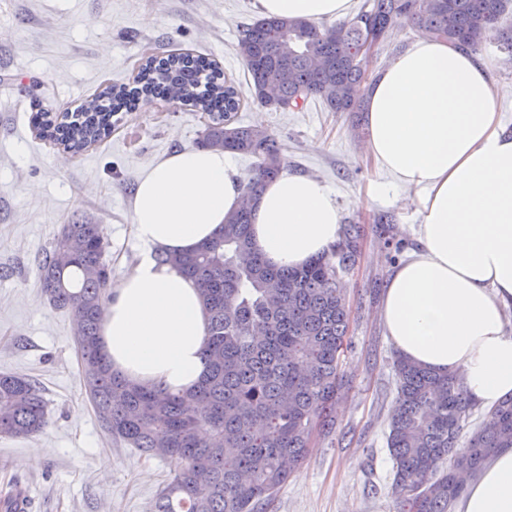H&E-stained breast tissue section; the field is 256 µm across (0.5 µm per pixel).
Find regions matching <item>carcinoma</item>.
Listing matches in <instances>:
<instances>
[{
  "label": "carcinoma",
  "instance_id": "cac0c4a2",
  "mask_svg": "<svg viewBox=\"0 0 512 512\" xmlns=\"http://www.w3.org/2000/svg\"><path fill=\"white\" fill-rule=\"evenodd\" d=\"M512 0H367L350 22L317 27L305 18L265 17L242 32L236 53L247 92L220 67L190 52L150 56L131 84H113L57 121L31 117L39 134L79 152L107 137L112 118L145 98L191 106L209 116L197 146L256 158L245 187L257 198L288 169L265 128L233 124L244 94L272 110L318 98L331 112H362L365 79L360 47L369 33L385 41L401 22L476 51ZM252 210L238 209L223 232L197 250L159 260L196 282L209 312L204 340L209 372L181 394L135 386L112 371L98 345L111 269L100 225L62 226L38 264L50 304L72 313L86 394L116 443L175 464L152 512H260L308 452L314 431L332 429L348 349V307L338 271L353 266L359 227L348 224L332 251L300 269H276L256 251ZM69 262L57 263L67 246ZM396 398L386 445L400 512H451L462 489L456 472L476 474L498 448H512V398L490 411L464 445L459 435L475 410L459 375L440 374L399 357ZM47 402L32 378L0 373V434L35 436L47 426Z\"/></svg>",
  "mask_w": 512,
  "mask_h": 512
}]
</instances>
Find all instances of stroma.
<instances>
[{
    "label": "stroma",
    "mask_w": 512,
    "mask_h": 512,
    "mask_svg": "<svg viewBox=\"0 0 512 512\" xmlns=\"http://www.w3.org/2000/svg\"><path fill=\"white\" fill-rule=\"evenodd\" d=\"M257 15L256 0H0V372L37 378L49 412L39 435L0 436V492L26 487L32 512H151L172 474L169 461L108 438L85 394L74 317L48 303L36 269L63 224L89 218L103 228L113 281L128 275L140 254L131 227L138 180L160 158L196 147L208 117L155 100L76 154L39 138L30 117L62 118L107 85L131 83L145 56L178 49L209 57L246 89L235 47ZM497 45L487 37L479 52L494 64L498 108L512 128V58ZM234 122L268 129L289 171L325 181L342 223L361 230L358 262L341 276L352 346L335 425L313 437L263 512H399L385 443L395 350L380 306L390 271L417 245V206L401 191L371 196L383 175L365 159L366 130L351 113L312 98L280 111L248 103Z\"/></svg>",
    "instance_id": "35a3bbf8"
}]
</instances>
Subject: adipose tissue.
I'll use <instances>...</instances> for the list:
<instances>
[{
    "label": "adipose tissue",
    "mask_w": 512,
    "mask_h": 512,
    "mask_svg": "<svg viewBox=\"0 0 512 512\" xmlns=\"http://www.w3.org/2000/svg\"><path fill=\"white\" fill-rule=\"evenodd\" d=\"M351 0H257L264 16L341 17ZM494 69L479 54L421 35L368 86L364 146L384 196L413 191L422 220L417 249L391 274L381 318L397 354L463 377L470 401L493 409L512 398V131L498 112ZM228 154L177 150L139 180L132 229L142 245L113 288L99 343L113 371L178 394L207 373L209 314L195 282L169 265L224 228L242 202ZM335 192L321 179L283 173L252 210L257 251L299 268L340 239ZM456 512H512V448L497 449L468 482Z\"/></svg>",
    "instance_id": "adipose-tissue-1"
}]
</instances>
